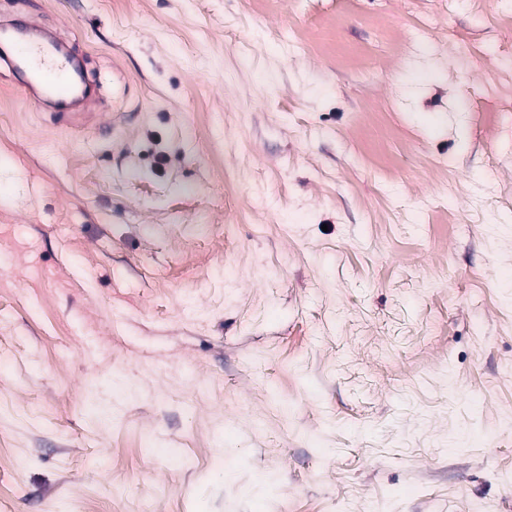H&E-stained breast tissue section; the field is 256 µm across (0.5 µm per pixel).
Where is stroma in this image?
Returning <instances> with one entry per match:
<instances>
[{"instance_id": "obj_1", "label": "stroma", "mask_w": 512, "mask_h": 512, "mask_svg": "<svg viewBox=\"0 0 512 512\" xmlns=\"http://www.w3.org/2000/svg\"><path fill=\"white\" fill-rule=\"evenodd\" d=\"M12 19L92 97L0 60V512H512V0Z\"/></svg>"}]
</instances>
